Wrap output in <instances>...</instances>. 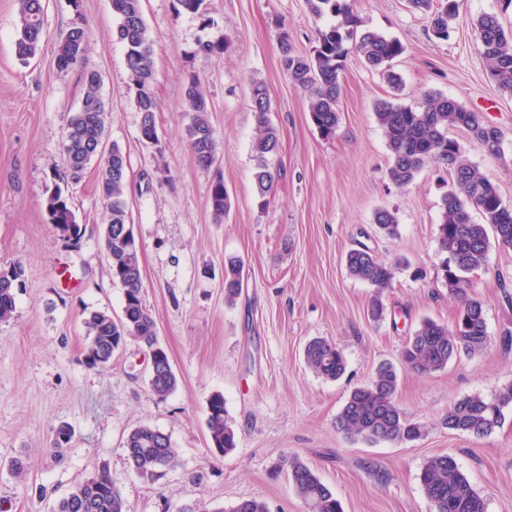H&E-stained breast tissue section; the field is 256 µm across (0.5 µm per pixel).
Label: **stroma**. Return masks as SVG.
<instances>
[{
	"mask_svg": "<svg viewBox=\"0 0 512 512\" xmlns=\"http://www.w3.org/2000/svg\"><path fill=\"white\" fill-rule=\"evenodd\" d=\"M211 26L178 11L176 0H142L154 45L159 141L145 144L141 114L128 89L125 49L114 37L111 0H46L44 38L29 63L14 53L17 0H0V264L21 263L25 284L10 320L0 322V504L9 512H53L71 487L106 464L130 512H178L194 502L207 512H231L244 499L269 512H306L287 475L296 455L331 486L343 512H431L419 481L434 455L455 457L487 512H512V406L484 437L448 429L451 403L479 394L494 397L512 385V248L491 245L487 268L473 273L484 304L490 345L462 355L431 374L401 371L397 401L423 426L408 443H373L336 428L350 391L400 352L420 322H452L457 304L441 280L437 245L443 171L428 163L406 188L388 177L389 152L374 106L398 98L420 107L437 92L481 113L502 133L501 156L470 144L469 160L512 203V97L487 75L476 17L499 13L512 26V8L500 0H459L447 39L406 0H354L363 28L397 39L392 62L401 78L393 91L355 55L348 56L334 136L320 135L308 98L283 70L279 40L289 34L309 54L318 24L305 0H206ZM87 30L83 66L60 69L59 40L74 22ZM224 41L220 56L196 54L198 41ZM102 77L111 113L106 144L128 159L130 222L140 247L143 302L158 341L178 378L166 399L149 387L150 361L136 342L104 368L84 360L85 322L92 313L120 317L123 288L104 250L106 212L98 169L89 166L68 194L80 232L50 224L46 190L65 172L63 136L78 112L84 69ZM198 76L218 142V163L204 169L186 138L183 98ZM268 89L269 117L280 131L271 164L279 171L266 207L256 200L251 145L257 118L251 83ZM223 179L231 208L216 221L209 188ZM393 211L398 235H381L377 209ZM364 244L397 262L383 296L386 314L372 321V290L349 276L345 255ZM241 257L245 286L224 300V260ZM324 337L342 350L347 369L338 381L317 377L303 349ZM224 396L236 434L227 455L208 443V402ZM150 425L170 435L179 458L157 483L128 466L124 442ZM73 437L62 451L52 442L60 427ZM21 460L24 478L10 464Z\"/></svg>",
	"mask_w": 512,
	"mask_h": 512,
	"instance_id": "1",
	"label": "stroma"
}]
</instances>
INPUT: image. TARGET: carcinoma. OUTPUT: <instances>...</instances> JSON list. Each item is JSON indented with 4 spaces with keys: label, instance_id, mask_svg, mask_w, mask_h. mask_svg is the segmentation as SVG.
<instances>
[{
    "label": "carcinoma",
    "instance_id": "1",
    "mask_svg": "<svg viewBox=\"0 0 512 512\" xmlns=\"http://www.w3.org/2000/svg\"><path fill=\"white\" fill-rule=\"evenodd\" d=\"M178 11L199 17L210 25L205 0H176ZM353 0H306L309 13L321 19L326 15L341 17V23L319 28L315 46L307 55L298 54L288 33L280 37V54L284 69L294 85L308 96L311 122L324 137L332 136L339 123V99L344 63L354 53L370 69L380 73L391 86L399 85L391 62L403 47L393 38L371 30L357 32L361 20L352 6ZM411 10L429 16L432 34L446 39L451 24L459 13L458 0H407ZM119 17L116 38L126 49L128 88L134 94L141 114L140 129L148 136L157 133L158 110L154 75V40L151 38L142 10V0H114ZM43 0H18V26L15 55L26 64L34 58L43 37ZM475 28L482 46L489 78L501 93L512 97V28L504 27L496 13L477 18ZM359 37H354V33ZM86 31L80 25L70 28L57 47V65L72 67L76 56H85ZM100 75L84 71V93L81 108L69 120L65 133V158L80 179L92 160L98 161L99 190L108 213L103 238L112 275L124 288L123 316L120 320L104 312L94 313L87 321L84 347L86 364L104 367L113 355L131 340L151 350L158 346L156 323L142 299V266L139 248L121 239L129 223L127 157L116 144L108 153L99 152L104 141L110 113L100 96ZM251 101L258 115V134L252 144L256 161L254 181L259 204L265 206L273 192L277 174L269 157L276 154L280 136L268 117L270 98L261 81L251 84ZM185 108L190 122L187 137L197 165L208 169L218 160V144L209 119V106L197 76H191L185 90ZM375 117L383 130L390 155L388 176L399 187L416 180L425 163L434 159L450 173L451 182L442 197L441 223L437 228V244L444 254L441 279L448 296L459 303L451 324L432 319L423 320L408 337L400 353L401 366L420 373L445 369L458 355H476L489 345L483 303L476 296L470 274L487 267L490 241L512 248V204L503 200L498 186L469 161L464 145L453 136L462 131L485 153L501 155L502 138L497 127L488 124L457 100L431 93L425 105L414 109L380 99ZM209 205L216 221H221L231 207L224 181H214L209 190ZM482 215L476 223L472 212ZM46 212L50 223L63 232L78 235L76 216L65 189L49 191ZM374 224L380 233L398 234L395 213L379 209ZM348 274L374 288L368 315L374 321L385 316L382 294L391 286L395 267L365 246L350 249L345 258ZM25 269L12 263V277H0V321L9 319L15 310V281L24 279ZM243 287V263L236 257L224 264V300L234 303ZM304 361L317 376L340 379L346 370L343 352L324 337L311 339L304 347ZM399 382L397 368L380 365L370 381L354 388L336 417V428L349 436L370 441L403 443L423 434V427L411 422L400 408L396 395ZM178 379L169 357L154 364L149 385L155 396L166 398L177 387ZM499 402H512V385L488 399L470 395L448 407L445 425L448 429L483 437L501 424ZM207 429L210 448L225 455L236 447V435L224 408V396L212 395L208 404ZM126 460L138 476L148 482L160 479L174 467L178 450L170 435L156 427L134 428L124 442ZM288 474L297 496L307 512H343L334 490L325 484L299 457L288 459ZM423 491L434 512H485V503L468 477L451 455H435L427 459L419 476ZM55 512H128L120 490L104 465L92 477L76 483L62 498Z\"/></svg>",
    "mask_w": 512,
    "mask_h": 512
}]
</instances>
